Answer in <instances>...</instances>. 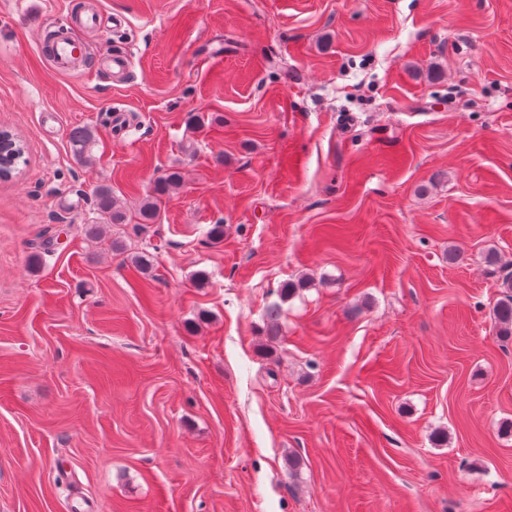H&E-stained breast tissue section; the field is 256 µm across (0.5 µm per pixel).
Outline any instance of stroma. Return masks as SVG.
Segmentation results:
<instances>
[{
    "label": "stroma",
    "instance_id": "obj_1",
    "mask_svg": "<svg viewBox=\"0 0 512 512\" xmlns=\"http://www.w3.org/2000/svg\"><path fill=\"white\" fill-rule=\"evenodd\" d=\"M97 2L0 0V512H512V0ZM12 135V134H11ZM13 137V140L16 143L15 149L17 153L11 157H5L4 162L1 160V152H0V177L1 179H7L9 177H13L20 173L21 169L19 165H25L26 163V151L24 150V144L17 137ZM25 151V153H24ZM94 206L96 213L104 224H122L125 222V213L116 205L110 186L102 185L96 189ZM492 316L500 336H512V295L496 303Z\"/></svg>",
    "mask_w": 512,
    "mask_h": 512
}]
</instances>
